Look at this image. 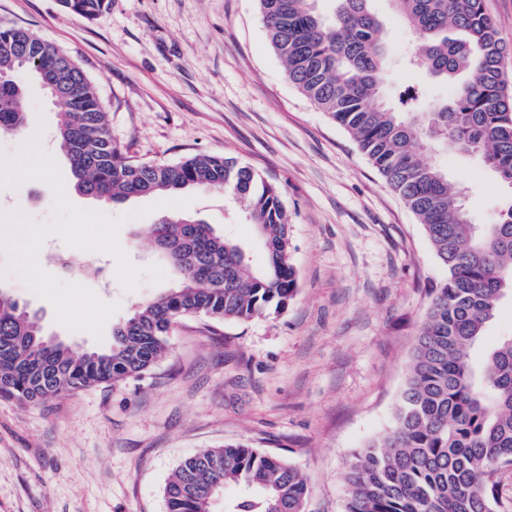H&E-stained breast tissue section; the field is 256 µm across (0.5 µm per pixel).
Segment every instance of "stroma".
<instances>
[{"label": "stroma", "instance_id": "obj_1", "mask_svg": "<svg viewBox=\"0 0 512 512\" xmlns=\"http://www.w3.org/2000/svg\"><path fill=\"white\" fill-rule=\"evenodd\" d=\"M394 48L383 91L398 103L409 87L444 101L452 88L403 65L408 24L375 0ZM33 29L91 78L113 140L128 160L174 163L222 155L277 186L291 226L298 292L287 309L242 322L179 319L166 353L144 374L64 393L43 404L0 396V512H166L163 490L187 456L227 442L297 465L307 512H345L347 465L394 425L432 288L447 271L422 224L341 125L288 81L256 0H112L89 21L60 0H0V24ZM27 124L45 122L44 147L69 165L55 133L60 103L26 82ZM462 188L473 223H494L508 192L476 155L426 154ZM190 213L238 241L261 266L262 241L236 203L194 190ZM125 216L119 242L137 266L163 264L147 238L162 211L130 213L154 196L108 205ZM50 188L29 181L0 190V211L46 219ZM0 287L36 312L49 337L78 349L111 344L71 332L52 305L15 277ZM169 289L141 282L100 292L119 303L111 321Z\"/></svg>", "mask_w": 512, "mask_h": 512}]
</instances>
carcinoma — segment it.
Instances as JSON below:
<instances>
[{"label":"carcinoma","instance_id":"cac0c4a2","mask_svg":"<svg viewBox=\"0 0 512 512\" xmlns=\"http://www.w3.org/2000/svg\"><path fill=\"white\" fill-rule=\"evenodd\" d=\"M88 20L111 0H61ZM289 82L343 126L386 185L417 216L448 271L432 289L394 425L351 463L346 512H496V474L512 468V336L480 360L500 301L512 294V201L493 224L472 223L448 174L423 161L433 149L476 154L512 193V69L485 0H391L411 26L416 64L452 87L445 102L407 95L409 110L380 90L391 58L374 0H258ZM67 92L57 139L74 189L105 203L198 187L247 211L266 248L247 263L242 245L190 215L153 225L152 247L176 285L112 330V344L77 350L47 343L36 314L0 294V396L36 404L63 392L148 371L166 350L170 324L188 316L246 321L281 312L298 290L291 230L280 190L253 168L199 154L176 163H133L112 141L107 112L76 60L33 30L0 24V133L26 123L20 76ZM241 495L225 512H305L308 485L295 464L226 443L185 458L164 488L166 512H213L224 489Z\"/></svg>","mask_w":512,"mask_h":512}]
</instances>
